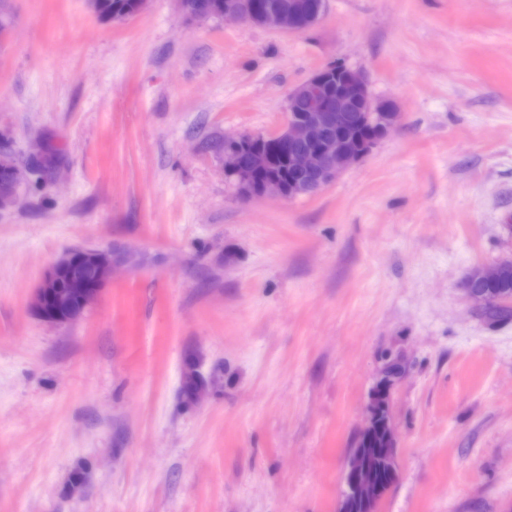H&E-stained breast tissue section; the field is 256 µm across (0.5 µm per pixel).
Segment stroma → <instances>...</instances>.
Listing matches in <instances>:
<instances>
[{
	"mask_svg": "<svg viewBox=\"0 0 512 512\" xmlns=\"http://www.w3.org/2000/svg\"><path fill=\"white\" fill-rule=\"evenodd\" d=\"M6 12L0 153L49 163L0 213V512H336L389 355L379 512H512V318L462 290L512 259V0H326L300 34L175 0ZM337 59L398 128L316 194L239 201L218 142ZM85 247L131 267L44 324L34 288ZM93 8L98 18L111 22L112 16L133 14L137 9V0H93Z\"/></svg>",
	"mask_w": 512,
	"mask_h": 512,
	"instance_id": "1",
	"label": "stroma"
}]
</instances>
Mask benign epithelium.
Masks as SVG:
<instances>
[{
  "instance_id": "7a95c632",
  "label": "benign epithelium",
  "mask_w": 512,
  "mask_h": 512,
  "mask_svg": "<svg viewBox=\"0 0 512 512\" xmlns=\"http://www.w3.org/2000/svg\"><path fill=\"white\" fill-rule=\"evenodd\" d=\"M325 0H286L264 4L252 11L248 6L224 5V18L288 32L303 33L315 26L325 13ZM335 67L342 71L331 94L325 73ZM346 112H364L369 128L353 137L342 131ZM399 113L389 100L372 95L366 77L343 62H331L313 73L288 93V118L284 125L260 135L224 136V173L238 187L241 199L265 196L291 198L300 188L313 194L338 175L360 162L396 128ZM83 259L93 268V278L68 274L74 252L58 259L47 271L31 298L30 306L44 322L60 325L77 320L97 300L113 271L131 263V255L120 250L82 249ZM502 261L492 269L475 268L465 282L468 297L483 306L492 298L474 287L478 281H496L505 268ZM403 374L398 359L387 360L372 390L364 426L357 432L342 475V493L337 512H350L360 505L363 512H378V505L396 481L397 469L382 478L375 474L374 454L397 459V433L392 420L382 421L390 411V393ZM385 425L383 448H362L380 425Z\"/></svg>"
}]
</instances>
